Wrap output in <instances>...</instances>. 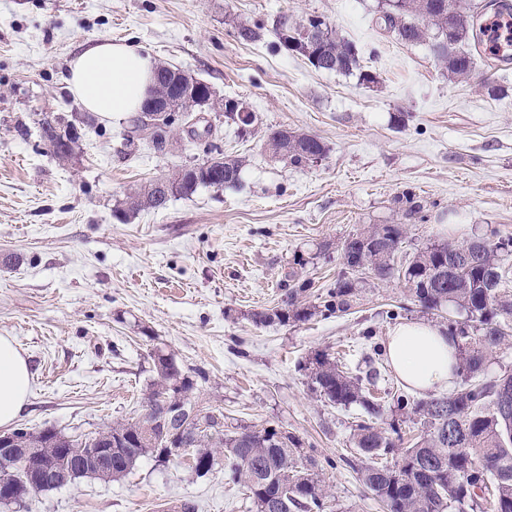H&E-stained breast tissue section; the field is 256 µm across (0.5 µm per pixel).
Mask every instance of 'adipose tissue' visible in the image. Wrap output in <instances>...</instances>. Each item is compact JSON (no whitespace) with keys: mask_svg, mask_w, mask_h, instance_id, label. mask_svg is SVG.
Here are the masks:
<instances>
[{"mask_svg":"<svg viewBox=\"0 0 512 512\" xmlns=\"http://www.w3.org/2000/svg\"><path fill=\"white\" fill-rule=\"evenodd\" d=\"M156 61L144 49L103 37L69 63L66 83L81 105L121 123L139 112L154 83ZM454 341L432 322L414 320L389 332L388 355L401 378L416 391L454 388ZM28 362L11 337L0 335V428L10 426L28 403Z\"/></svg>","mask_w":512,"mask_h":512,"instance_id":"ef3b65f1","label":"adipose tissue"}]
</instances>
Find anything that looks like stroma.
<instances>
[{"instance_id": "stroma-1", "label": "stroma", "mask_w": 512, "mask_h": 512, "mask_svg": "<svg viewBox=\"0 0 512 512\" xmlns=\"http://www.w3.org/2000/svg\"><path fill=\"white\" fill-rule=\"evenodd\" d=\"M377 0H0V335L31 374L15 425L72 437L140 409L156 377L155 353L203 372L197 394L228 427H282L321 470L324 512H385L362 484L352 444L362 411L313 390L306 363L339 354L368 370L395 321L424 318L404 279L371 281L350 313L255 326L277 305L295 259L315 289L345 269L337 245L371 224H399L396 196L424 204L407 250L466 241L483 225L512 235V62L477 61L449 77L427 43L405 44L373 22ZM282 15L324 17L360 51L373 83L315 69L273 35L246 43L238 25ZM109 36L149 51L211 86L216 102L256 114L240 134L223 111L206 112L226 155L242 159L241 189L201 187L166 208L123 215L131 189L202 162L204 145L173 131L165 153L123 152L129 126L77 124L67 160L40 137L43 117L75 122L71 58ZM316 136L329 148L297 168L266 147L270 131ZM249 512L223 466L198 475L188 458L142 457L117 480L84 477L0 512Z\"/></svg>"}]
</instances>
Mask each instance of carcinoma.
I'll use <instances>...</instances> for the list:
<instances>
[{"label":"carcinoma","mask_w":512,"mask_h":512,"mask_svg":"<svg viewBox=\"0 0 512 512\" xmlns=\"http://www.w3.org/2000/svg\"><path fill=\"white\" fill-rule=\"evenodd\" d=\"M376 25L407 44L431 41L434 56L448 73L460 77L475 67V53L483 43L484 27L480 15L468 0H392L379 6ZM261 23L240 25L236 37L255 42L264 35ZM272 34L279 46L306 57L317 69L350 74L359 68L356 45L324 20L309 16L301 22L282 15L273 23ZM177 70L161 66L155 76L158 92L178 104L171 128L186 124L206 106L215 107L210 86L197 85L209 95L204 99L186 94L175 84ZM224 118L246 130L254 124L252 112H241L233 100L224 101ZM268 150L282 156L295 167L308 164L309 155L326 154L328 147L319 138L286 129L272 132L266 140ZM209 152L224 159L222 187L240 184L241 160L224 155L221 146L211 145ZM209 172L192 177L177 171L165 178L178 184L168 194L159 182L126 197L121 212L159 210L178 196H188L204 185ZM402 216L410 221L423 205L412 194L396 198ZM406 238L403 224H372L340 242L338 248L345 272L307 300L313 282L292 271L293 285L286 289L273 308L256 309L250 314L257 326L305 322L321 314L330 316L351 310L365 278L384 281L402 275L413 300L432 314L448 311L444 329L457 343L456 374L459 382L448 396L416 399L401 388L385 392L386 399L370 391L380 369L370 368L362 377L344 370L336 358L317 352L308 362L312 384L331 404L348 407L358 404L363 410L356 424L353 444L363 464L362 483L383 503L386 512H512V372L505 370L493 377L485 374L493 349L512 336V292L508 290L512 273V235L487 226L484 232L462 243L454 239L438 240L396 265L395 258ZM157 378L145 398V404L157 411L165 404L177 406L183 419L196 425L200 419L224 418L218 409L200 406L192 396L194 380L171 355L154 359ZM399 412L422 426L423 433L411 446L401 449L391 466L378 458L391 453L396 443L381 427L387 413ZM148 415L116 421L106 427L112 432V470L98 472L86 466V457L100 448L95 437L62 440L58 433L45 430L27 433L34 457L42 465L35 477L18 466L0 465V476H8L17 486L18 496L31 490H46L49 473L60 465L75 472L74 478L96 476L114 479L129 473L139 458L152 454L170 458L176 444L160 424L146 427ZM454 427L456 442H448V427ZM193 468L209 473L224 456V467L234 483L249 493L255 512H322V480L315 458L302 440L277 427L259 430L210 425L193 440Z\"/></svg>","instance_id":"1"}]
</instances>
